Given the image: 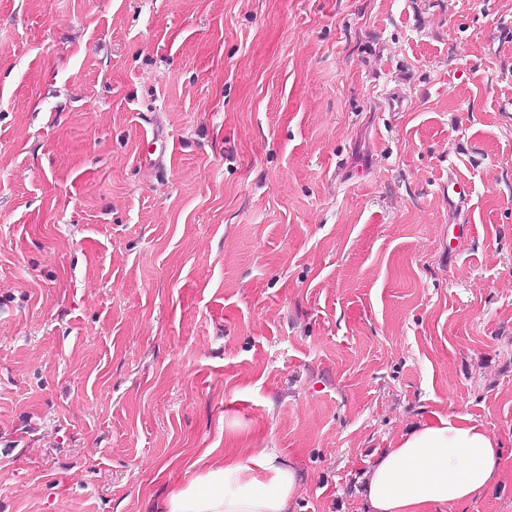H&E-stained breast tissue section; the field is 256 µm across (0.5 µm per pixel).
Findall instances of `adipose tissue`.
I'll return each mask as SVG.
<instances>
[{"mask_svg":"<svg viewBox=\"0 0 512 512\" xmlns=\"http://www.w3.org/2000/svg\"><path fill=\"white\" fill-rule=\"evenodd\" d=\"M499 441L467 415L434 414L399 434L362 476L364 512H444L492 486ZM302 475L275 448L241 459L205 449L146 512H293Z\"/></svg>","mask_w":512,"mask_h":512,"instance_id":"obj_1","label":"adipose tissue"}]
</instances>
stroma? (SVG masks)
<instances>
[{"label":"stroma","mask_w":512,"mask_h":512,"mask_svg":"<svg viewBox=\"0 0 512 512\" xmlns=\"http://www.w3.org/2000/svg\"><path fill=\"white\" fill-rule=\"evenodd\" d=\"M434 412L512 512V0H0V512L207 448L361 512Z\"/></svg>","instance_id":"obj_1"}]
</instances>
